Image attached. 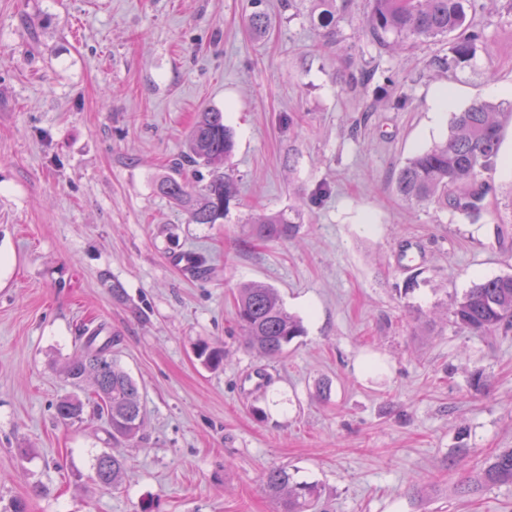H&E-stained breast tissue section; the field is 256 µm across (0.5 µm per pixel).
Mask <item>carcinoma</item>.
Segmentation results:
<instances>
[{
    "label": "carcinoma",
    "instance_id": "carcinoma-1",
    "mask_svg": "<svg viewBox=\"0 0 512 512\" xmlns=\"http://www.w3.org/2000/svg\"><path fill=\"white\" fill-rule=\"evenodd\" d=\"M367 18L371 41L383 45L389 37L429 42L456 34L451 63L470 59L479 33L469 29L471 0H372ZM497 104L479 100L454 113L448 138L409 158L399 170L395 189L409 205L435 202L450 206L471 218L479 216L482 176L490 171L500 143ZM234 131L224 123V112L204 109L196 113L187 137V162L206 167L227 160L234 148ZM174 173L156 182L158 194L184 207L194 224H214L224 217L226 203L233 194L232 184L218 172L200 193L190 190L189 182ZM260 239L294 236L299 225L284 212L254 217ZM453 323L484 336L512 330V276H499L476 283L450 303ZM234 320L248 344L259 356L274 359L288 344L304 333L298 317L288 312L277 289L258 282L237 288ZM103 328L83 329L82 354L69 359L63 373L76 388L86 380L94 386L93 412L106 419L112 441H133L145 422L142 397L137 382L112 358V341L99 342ZM197 356L210 368L219 367L224 353L203 344ZM84 402L75 395L57 403V418L64 424L83 419ZM94 481L117 488L124 471V460L102 453L94 463ZM483 479L493 484H512V448L499 451L483 471ZM266 491L282 500V512H310L320 499L316 484L297 482L286 466H277L263 475Z\"/></svg>",
    "mask_w": 512,
    "mask_h": 512
}]
</instances>
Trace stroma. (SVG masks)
Returning <instances> with one entry per match:
<instances>
[{
	"mask_svg": "<svg viewBox=\"0 0 512 512\" xmlns=\"http://www.w3.org/2000/svg\"><path fill=\"white\" fill-rule=\"evenodd\" d=\"M371 2L335 0L326 29L321 0H0V508L278 512L262 475L285 465L322 512H512V484L480 480L512 448V332L448 311L512 274V121L478 223L393 184L448 135L441 91L456 112L512 92V0H473L481 38L450 68L448 37L372 44ZM206 108L235 132L236 193L193 224L155 182ZM291 210L293 238L254 239L251 217ZM248 281L303 322L278 358L233 321ZM86 326L143 394L129 446L92 412L56 417ZM114 450L104 489L93 464ZM94 481L103 486L115 489L119 486L124 471V460L114 454L102 453L96 457L93 466Z\"/></svg>",
	"mask_w": 512,
	"mask_h": 512,
	"instance_id": "obj_1",
	"label": "stroma"
}]
</instances>
